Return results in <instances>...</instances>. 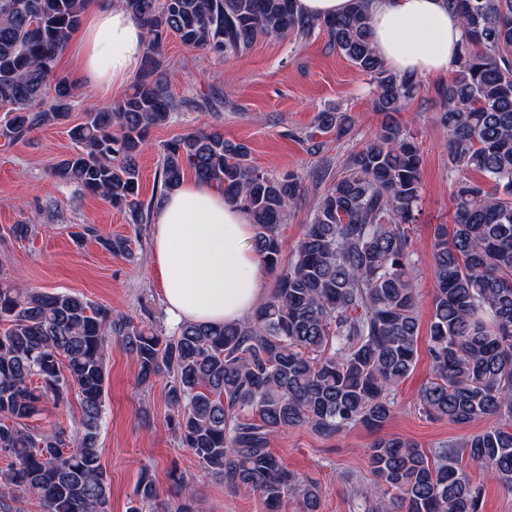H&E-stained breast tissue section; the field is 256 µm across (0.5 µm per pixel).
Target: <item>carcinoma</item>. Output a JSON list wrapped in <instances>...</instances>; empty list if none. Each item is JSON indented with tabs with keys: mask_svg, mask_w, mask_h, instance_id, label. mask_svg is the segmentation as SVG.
<instances>
[{
	"mask_svg": "<svg viewBox=\"0 0 512 512\" xmlns=\"http://www.w3.org/2000/svg\"><path fill=\"white\" fill-rule=\"evenodd\" d=\"M88 0H0V137L16 141L65 122L77 87L57 75L59 55ZM146 30L140 78L118 103L87 106L69 130L77 151L52 176L97 195L132 224L148 223L137 158L149 130L183 102L169 92L161 49L176 35L222 62L258 39L326 32L330 44L374 84L373 109L386 121L374 139L304 175L271 176L248 163L249 148L216 130L166 144L161 193L190 170L224 187L255 229L254 248L276 273L274 288L244 322L184 323L171 335L134 323L84 297L0 281V512H19L22 490L41 512H109L100 465L109 342H120L146 386L167 379L169 424L183 447L224 488L257 494L266 512H318L321 488L289 471L269 448L275 435L306 426L330 437L362 426L380 431L395 415L391 392L414 369L419 321L410 266V225L420 212L421 155L412 133L391 119L421 89L412 73L375 52L367 0L346 13L310 19L296 0H122ZM460 20L454 76L437 84L439 124L448 130L456 174L453 224L434 229L433 314L426 337L433 377L422 414L460 426L495 424L428 456L394 434L376 438V482L358 494L360 512H479L482 488L462 458L512 491V0H444ZM317 128L341 137L345 112H320ZM327 183L290 257L280 227L308 190ZM113 254L128 239L101 238ZM81 395L73 427L29 424L43 405ZM161 498L143 477L129 512H196L187 479Z\"/></svg>",
	"mask_w": 512,
	"mask_h": 512,
	"instance_id": "obj_1",
	"label": "carcinoma"
}]
</instances>
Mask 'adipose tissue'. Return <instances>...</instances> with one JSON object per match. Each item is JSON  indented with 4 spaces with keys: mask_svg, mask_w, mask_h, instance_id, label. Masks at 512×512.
Returning a JSON list of instances; mask_svg holds the SVG:
<instances>
[{
    "mask_svg": "<svg viewBox=\"0 0 512 512\" xmlns=\"http://www.w3.org/2000/svg\"><path fill=\"white\" fill-rule=\"evenodd\" d=\"M372 42L393 70L446 73L463 31L443 0H370ZM146 32L121 4L89 12L78 36L82 77L102 94L129 83L140 71ZM248 216L227 203L214 183L183 181L154 213L152 254L166 318L224 324L252 313L265 294Z\"/></svg>",
    "mask_w": 512,
    "mask_h": 512,
    "instance_id": "adipose-tissue-1",
    "label": "adipose tissue"
}]
</instances>
